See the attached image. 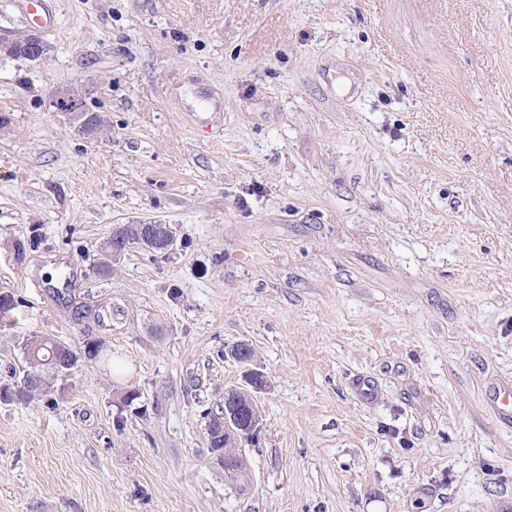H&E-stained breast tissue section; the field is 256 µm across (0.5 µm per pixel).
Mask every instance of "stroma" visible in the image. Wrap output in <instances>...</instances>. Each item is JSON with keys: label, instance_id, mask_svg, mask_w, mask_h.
Here are the masks:
<instances>
[{"label": "stroma", "instance_id": "obj_1", "mask_svg": "<svg viewBox=\"0 0 512 512\" xmlns=\"http://www.w3.org/2000/svg\"><path fill=\"white\" fill-rule=\"evenodd\" d=\"M44 2L45 56H0V382L102 350L0 402V512H512V0ZM150 222L172 250L111 257ZM82 104V96L74 89L61 90L53 100L56 111L64 112L69 120L77 122L79 131L89 136L101 133L105 127L103 118L99 113L85 111ZM134 228V236L128 232V228ZM176 243V234L170 224H127L118 231H113L111 245L112 255L118 256L132 247L152 249L163 247L155 252L171 250ZM52 344L55 348L51 349ZM25 367L23 376L15 383H0V401L3 403L28 402L35 396L48 392L60 373H66L77 365L83 354L69 345L51 338L32 337L24 345ZM59 358V362H54ZM33 378H39L34 383ZM17 400V401H15ZM220 416L221 412L216 413L209 421L208 449L210 454H215L217 461L224 450L220 463L225 471L235 473L243 465V458L238 452L239 439L247 431H257L261 421L260 412L247 390L233 388L224 396V431L219 424Z\"/></svg>", "mask_w": 512, "mask_h": 512}]
</instances>
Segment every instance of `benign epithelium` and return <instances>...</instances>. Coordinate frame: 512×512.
Wrapping results in <instances>:
<instances>
[{
    "instance_id": "benign-epithelium-1",
    "label": "benign epithelium",
    "mask_w": 512,
    "mask_h": 512,
    "mask_svg": "<svg viewBox=\"0 0 512 512\" xmlns=\"http://www.w3.org/2000/svg\"><path fill=\"white\" fill-rule=\"evenodd\" d=\"M0 52L19 53L25 58L36 61L44 55V42L39 32L30 30L15 36H0ZM83 100L78 91L64 89L53 100L56 111L63 112L68 119L78 125V130L89 136L101 133L105 123L100 114L87 112L82 108ZM176 243V234L168 224L124 225L112 233L110 241L112 255L118 256L132 247L152 249L162 247L170 250ZM261 416L250 393L244 389H230L224 396V453L221 464L225 470L236 472L243 465L238 452L239 439L247 431L259 428Z\"/></svg>"
}]
</instances>
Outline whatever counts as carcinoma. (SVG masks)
Wrapping results in <instances>:
<instances>
[{
    "instance_id": "obj_1",
    "label": "carcinoma",
    "mask_w": 512,
    "mask_h": 512,
    "mask_svg": "<svg viewBox=\"0 0 512 512\" xmlns=\"http://www.w3.org/2000/svg\"><path fill=\"white\" fill-rule=\"evenodd\" d=\"M101 351V342L86 339L84 353L74 351L69 345L51 338L32 337L24 345L25 367L23 376L15 383H0V401L28 402L51 388L54 379L77 365L86 356L94 358ZM220 414H215L208 425V448L215 456L224 450V431L219 424Z\"/></svg>"
}]
</instances>
